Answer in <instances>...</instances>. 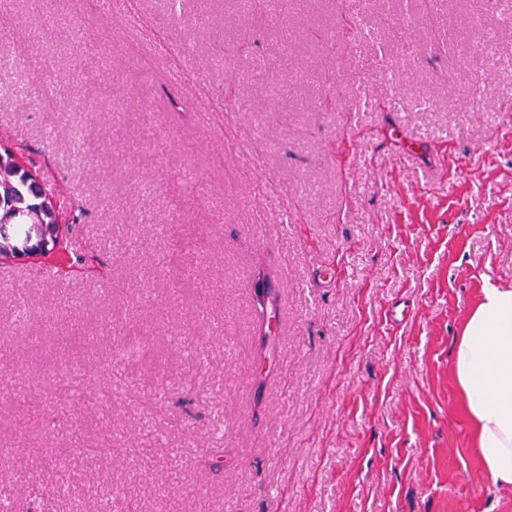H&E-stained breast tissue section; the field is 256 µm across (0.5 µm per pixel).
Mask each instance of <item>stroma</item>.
<instances>
[{"label":"stroma","mask_w":512,"mask_h":512,"mask_svg":"<svg viewBox=\"0 0 512 512\" xmlns=\"http://www.w3.org/2000/svg\"><path fill=\"white\" fill-rule=\"evenodd\" d=\"M138 16L0 0V147L50 185L67 240L53 274L0 262V495L512 512L452 372L484 279L512 288V25L489 27L481 0H185L175 22L141 0ZM45 75L111 111H43ZM121 336L147 339L139 358L116 363ZM69 367L89 399L52 428L41 384Z\"/></svg>","instance_id":"obj_1"}]
</instances>
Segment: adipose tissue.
<instances>
[{"label": "adipose tissue", "mask_w": 512, "mask_h": 512, "mask_svg": "<svg viewBox=\"0 0 512 512\" xmlns=\"http://www.w3.org/2000/svg\"><path fill=\"white\" fill-rule=\"evenodd\" d=\"M452 363L480 466L494 486L512 490V289L484 281Z\"/></svg>", "instance_id": "1"}]
</instances>
